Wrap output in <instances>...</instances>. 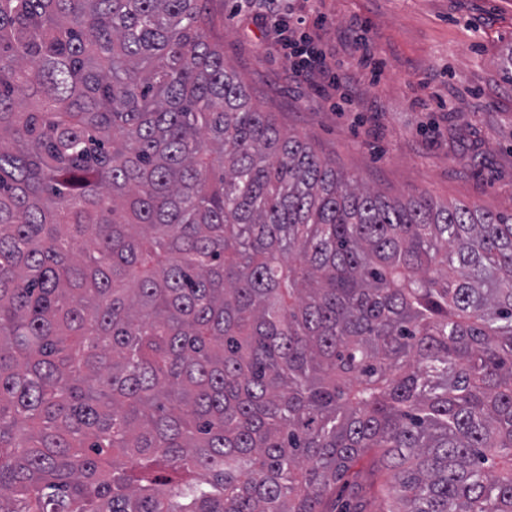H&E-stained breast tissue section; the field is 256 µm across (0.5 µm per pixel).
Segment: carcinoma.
Wrapping results in <instances>:
<instances>
[{"mask_svg":"<svg viewBox=\"0 0 512 512\" xmlns=\"http://www.w3.org/2000/svg\"><path fill=\"white\" fill-rule=\"evenodd\" d=\"M205 0H0V512H512V214L252 102Z\"/></svg>","mask_w":512,"mask_h":512,"instance_id":"cac0c4a2","label":"carcinoma"}]
</instances>
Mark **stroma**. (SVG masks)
I'll return each mask as SVG.
<instances>
[{"mask_svg": "<svg viewBox=\"0 0 512 512\" xmlns=\"http://www.w3.org/2000/svg\"><path fill=\"white\" fill-rule=\"evenodd\" d=\"M348 86L298 75L270 0H208L224 63L278 125L390 196L512 213V0H282Z\"/></svg>", "mask_w": 512, "mask_h": 512, "instance_id": "obj_1", "label": "stroma"}]
</instances>
